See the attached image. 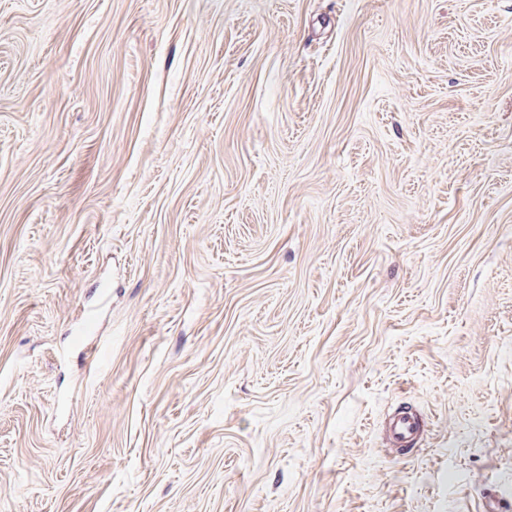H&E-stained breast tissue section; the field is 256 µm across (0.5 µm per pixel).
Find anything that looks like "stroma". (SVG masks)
<instances>
[{
  "instance_id": "obj_1",
  "label": "stroma",
  "mask_w": 512,
  "mask_h": 512,
  "mask_svg": "<svg viewBox=\"0 0 512 512\" xmlns=\"http://www.w3.org/2000/svg\"><path fill=\"white\" fill-rule=\"evenodd\" d=\"M494 496L512 0H0V512ZM389 432L393 441L399 445L409 444L420 436L416 418L407 414L393 417L389 421Z\"/></svg>"
}]
</instances>
